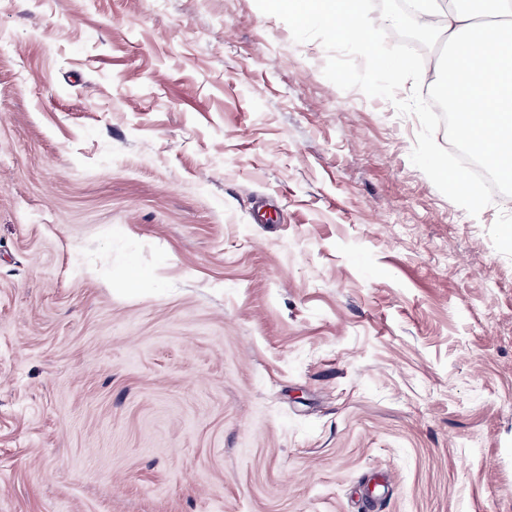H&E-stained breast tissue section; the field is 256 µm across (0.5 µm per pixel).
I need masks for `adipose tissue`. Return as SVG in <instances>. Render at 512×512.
<instances>
[{
  "mask_svg": "<svg viewBox=\"0 0 512 512\" xmlns=\"http://www.w3.org/2000/svg\"><path fill=\"white\" fill-rule=\"evenodd\" d=\"M422 20H435L456 52L438 88L451 91L456 106L474 105V117L459 126L468 151L512 180V156L500 145L512 138V6L507 0H469L444 10L437 0H420Z\"/></svg>",
  "mask_w": 512,
  "mask_h": 512,
  "instance_id": "ef3b65f1",
  "label": "adipose tissue"
}]
</instances>
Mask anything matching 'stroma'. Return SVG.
Wrapping results in <instances>:
<instances>
[{"label":"stroma","instance_id":"stroma-1","mask_svg":"<svg viewBox=\"0 0 512 512\" xmlns=\"http://www.w3.org/2000/svg\"><path fill=\"white\" fill-rule=\"evenodd\" d=\"M327 57L255 0H0V512H512V196Z\"/></svg>","mask_w":512,"mask_h":512}]
</instances>
